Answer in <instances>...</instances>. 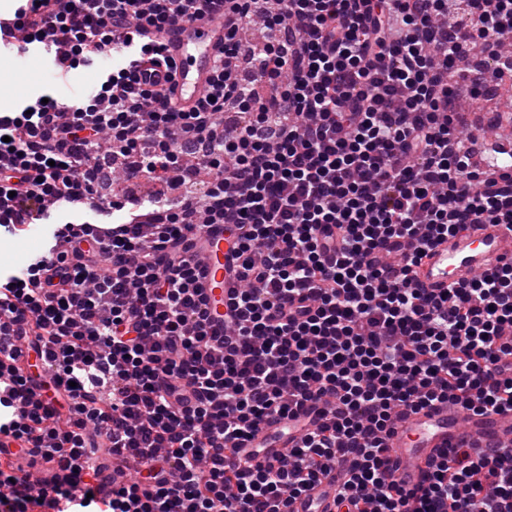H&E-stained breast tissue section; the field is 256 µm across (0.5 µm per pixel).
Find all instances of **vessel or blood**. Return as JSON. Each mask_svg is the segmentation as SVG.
I'll list each match as a JSON object with an SVG mask.
<instances>
[{"mask_svg":"<svg viewBox=\"0 0 512 512\" xmlns=\"http://www.w3.org/2000/svg\"><path fill=\"white\" fill-rule=\"evenodd\" d=\"M171 69L152 68L133 59L134 74L142 88L170 89V105L178 112L195 107L205 95L217 57L224 53V8L216 6L193 22L176 21L160 34ZM199 256L207 273L200 286L207 298L213 329L224 327V305L233 286L225 270L230 240L223 225L204 224L196 230ZM512 257V230L502 224H465L455 236L441 241L416 268V279L428 288H448L454 281L495 268ZM318 412L283 420L261 429L251 447L261 449L260 460L277 465L281 453L300 438L311 423L321 421ZM389 466L398 483L418 485L426 463L439 450L468 448L476 453L512 451V411L483 415L464 413L458 406L436 404L396 423L388 437ZM342 481L340 467L326 471L307 494L296 499L294 512H336V488Z\"/></svg>","mask_w":512,"mask_h":512,"instance_id":"vessel-or-blood-1","label":"vessel or blood"}]
</instances>
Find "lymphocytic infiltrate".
I'll return each mask as SVG.
<instances>
[{"label":"lymphocytic infiltrate","instance_id":"obj_1","mask_svg":"<svg viewBox=\"0 0 512 512\" xmlns=\"http://www.w3.org/2000/svg\"><path fill=\"white\" fill-rule=\"evenodd\" d=\"M214 2L22 0L0 45L59 40L66 77L130 27L156 62L158 33ZM255 17L259 44L241 37ZM224 26L192 111L115 64L93 98L0 112V225L102 201L105 162L166 187L201 174L144 222L57 225L60 250L0 281V512H289L336 462L344 512H512V455L448 448L407 489L386 442L439 401L512 411V261L440 294L412 279L458 225H512L498 145L457 135L459 97L512 77V0H230ZM198 224L223 225L243 282L220 336ZM317 403L328 421L277 467L237 464L267 419ZM114 456L141 479L108 494ZM29 457L55 475L22 471Z\"/></svg>","mask_w":512,"mask_h":512}]
</instances>
